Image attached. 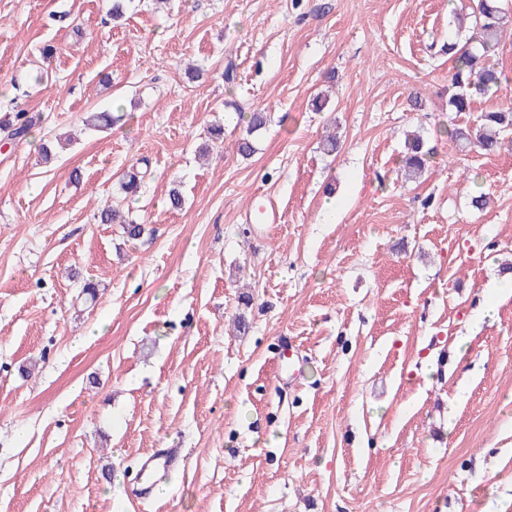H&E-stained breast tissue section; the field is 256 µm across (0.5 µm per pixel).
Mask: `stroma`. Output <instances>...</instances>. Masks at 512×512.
Masks as SVG:
<instances>
[{"instance_id": "obj_1", "label": "stroma", "mask_w": 512, "mask_h": 512, "mask_svg": "<svg viewBox=\"0 0 512 512\" xmlns=\"http://www.w3.org/2000/svg\"><path fill=\"white\" fill-rule=\"evenodd\" d=\"M110 6L0 0V110L52 150L0 141V512H512V142L441 132L512 86L449 110L450 0ZM239 105L268 115L248 158ZM411 130L433 155L407 182ZM151 448L184 462L139 502Z\"/></svg>"}]
</instances>
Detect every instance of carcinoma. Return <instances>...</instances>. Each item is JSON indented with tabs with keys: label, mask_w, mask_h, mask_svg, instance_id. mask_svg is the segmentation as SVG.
I'll return each instance as SVG.
<instances>
[{
	"label": "carcinoma",
	"mask_w": 512,
	"mask_h": 512,
	"mask_svg": "<svg viewBox=\"0 0 512 512\" xmlns=\"http://www.w3.org/2000/svg\"><path fill=\"white\" fill-rule=\"evenodd\" d=\"M472 35L463 43L448 40V55L453 66L448 85V103L453 111L466 113L471 111L475 98L498 91L512 81L504 70L498 68L491 60L499 47L502 34L508 24L507 10L501 0H476L472 8ZM236 112L248 116L247 136L237 143V152L249 156L255 151L252 136L266 122L263 112H245L238 108ZM121 120L110 112H93L85 119V124L94 128L112 125ZM33 127V120L27 113L19 110L0 115V131L9 141H21L28 137ZM512 133V108L488 110L480 115V124L475 128L453 125L444 129L446 137L457 146H473L486 155L497 154L507 135ZM432 151L424 140L415 136L408 142L407 153L403 159L405 175L419 178L430 162ZM100 221L104 224H123L130 237L141 234L139 224L125 223L120 212L108 205L100 211Z\"/></svg>",
	"instance_id": "carcinoma-1"
}]
</instances>
